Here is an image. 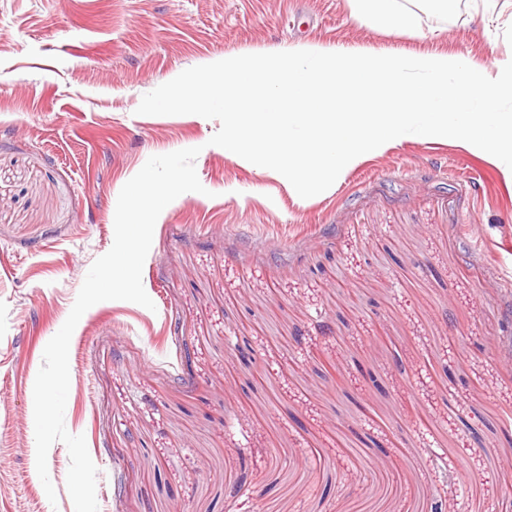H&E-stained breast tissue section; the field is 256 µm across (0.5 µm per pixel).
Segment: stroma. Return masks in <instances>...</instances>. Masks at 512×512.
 <instances>
[{
  "instance_id": "35a3bbf8",
  "label": "stroma",
  "mask_w": 512,
  "mask_h": 512,
  "mask_svg": "<svg viewBox=\"0 0 512 512\" xmlns=\"http://www.w3.org/2000/svg\"><path fill=\"white\" fill-rule=\"evenodd\" d=\"M387 33L348 0H0V512H74L64 443L36 471V375L118 195L196 147L142 271L153 308H89L66 429L99 512H501L512 501V183L409 140L300 201L211 145L218 121L137 114L182 71L290 42L512 54V15L459 0Z\"/></svg>"
}]
</instances>
